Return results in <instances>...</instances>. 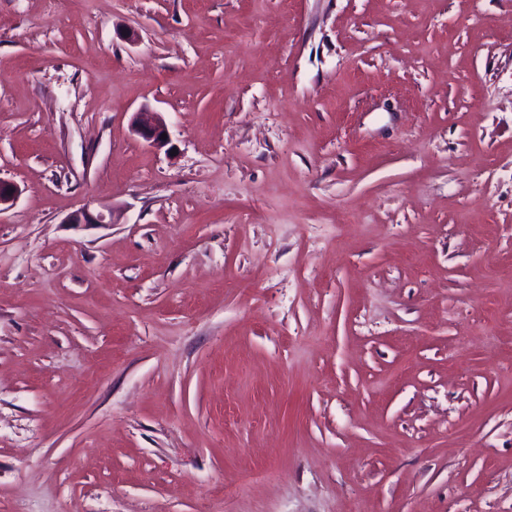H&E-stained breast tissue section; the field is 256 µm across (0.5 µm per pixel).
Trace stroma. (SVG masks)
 <instances>
[{
  "label": "stroma",
  "mask_w": 512,
  "mask_h": 512,
  "mask_svg": "<svg viewBox=\"0 0 512 512\" xmlns=\"http://www.w3.org/2000/svg\"><path fill=\"white\" fill-rule=\"evenodd\" d=\"M0 179V512H512V0H0ZM133 125L135 132L150 146L161 148L169 141L167 126L156 112H136ZM163 133H166L165 139L161 138Z\"/></svg>",
  "instance_id": "obj_1"
}]
</instances>
